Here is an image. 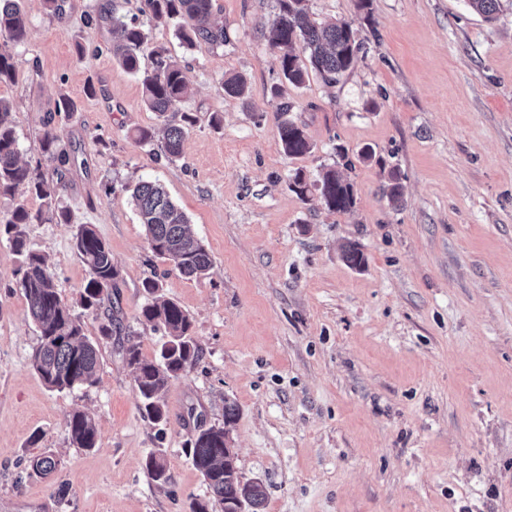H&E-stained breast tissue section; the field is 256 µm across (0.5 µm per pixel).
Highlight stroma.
Wrapping results in <instances>:
<instances>
[{
  "instance_id": "obj_1",
  "label": "stroma",
  "mask_w": 512,
  "mask_h": 512,
  "mask_svg": "<svg viewBox=\"0 0 512 512\" xmlns=\"http://www.w3.org/2000/svg\"><path fill=\"white\" fill-rule=\"evenodd\" d=\"M322 24L351 23L364 53L338 84L309 73L285 83L268 42L276 0H214L230 41L184 46L149 23L141 0H67L63 14L25 0L28 35L0 49L22 62L0 84L11 100L20 161L56 184L69 223L25 225L65 300L90 277L73 242L92 225L119 271L121 329L101 339L105 310L82 312L100 340L91 386L49 390L31 365L39 330L16 285L19 257L0 240V512H190L203 496L186 448L224 422L240 475L261 480L264 512H512V0L495 21L467 0H307ZM147 25L189 92L159 119L138 77L112 59L111 14ZM242 75L247 100L224 94ZM282 87L312 144L287 157L273 87ZM76 112L54 115L60 96ZM196 122L179 159L140 128ZM220 125H213L212 115ZM70 160L45 154V132ZM372 149L401 174L362 162ZM336 168L355 189L351 212H329L315 187ZM307 199L290 188L295 171ZM158 181L212 256L188 279L155 255L128 187ZM360 246L364 268L341 257ZM156 277L192 319L201 356L168 384L166 422L144 419L120 348L153 358L160 334L141 319L142 282ZM91 414L98 443L75 447L68 419ZM52 452L62 468L28 473ZM165 457L169 481L145 469ZM68 483L67 497L58 488Z\"/></svg>"
}]
</instances>
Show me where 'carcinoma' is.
Segmentation results:
<instances>
[{"label": "carcinoma", "mask_w": 512, "mask_h": 512, "mask_svg": "<svg viewBox=\"0 0 512 512\" xmlns=\"http://www.w3.org/2000/svg\"><path fill=\"white\" fill-rule=\"evenodd\" d=\"M279 11L271 23V43L285 49L279 56L283 79L300 87L305 83L308 69L317 72L324 82L333 84L357 62L362 45L346 21L318 25L306 11L305 0H278ZM471 9L490 22L499 11V0H468ZM142 12L163 24L173 18H183L187 24L176 30V37L188 47L202 39L211 45L227 41L224 23L214 13L213 0H143ZM113 29L119 32L112 44V58L126 72L141 80L146 107L158 117H165L186 92L183 70L164 52L149 50L148 35L135 25L125 23L114 14L110 18ZM29 20L21 7V0H0V36L9 42L22 43L28 34ZM299 44L307 59L294 53ZM153 59L152 70H141L140 61L145 52ZM19 61L14 55L0 50V83L14 82ZM13 104L0 97V197L13 201L9 218L0 227L13 251L22 257L17 287L24 295L30 317L36 323L40 339L31 355L35 372L51 390H72L93 385L100 366L99 343L84 333L80 316L66 302L58 290L54 276L44 258L28 248L23 226L42 218L41 212L30 211L23 197L32 195L45 201L51 218L69 223L68 210L58 201L57 188L33 174L19 163L17 137L10 119ZM292 104L283 101L279 112L285 116L280 123V140L284 153L297 158L311 152L303 129L286 119ZM185 125L166 124L161 150L169 158H178L183 151L186 127L195 123L189 114L183 115ZM320 198L326 209L345 213L355 205L352 182L336 170L329 169L318 183ZM387 196L395 205L402 202L403 188L400 172L392 167L388 172ZM131 202L146 227L150 249L156 255L172 262L173 267L186 277L203 278L211 266L209 252L201 240L191 235L188 218L170 199L163 187L152 181H140L132 190ZM74 245L83 262L90 269V278L83 287L80 304L86 310L98 309L111 299L118 271L112 263V253L89 224H80L74 234ZM343 260L353 268L365 265V256L355 243L342 249ZM142 286L151 296L141 309V316L163 330V340L156 356L142 358L137 345L123 349V356L134 377L139 409L144 418L154 424L166 419L165 387L169 380L186 374L200 357V347L192 336L189 314L176 302L160 294L161 285L155 277L146 278ZM73 445L92 449L97 444V427L93 419L82 411L74 412L68 420ZM188 457L204 478V498L192 503L191 512H210L219 506L221 512H236L241 493H246L252 512H263L266 492L263 484L240 486L237 479L224 471V427L210 426L199 430L190 441ZM61 461L44 451L31 460L33 473L46 476L60 470ZM145 468L152 480L164 485L168 481L165 464L151 455Z\"/></svg>", "instance_id": "obj_1"}]
</instances>
